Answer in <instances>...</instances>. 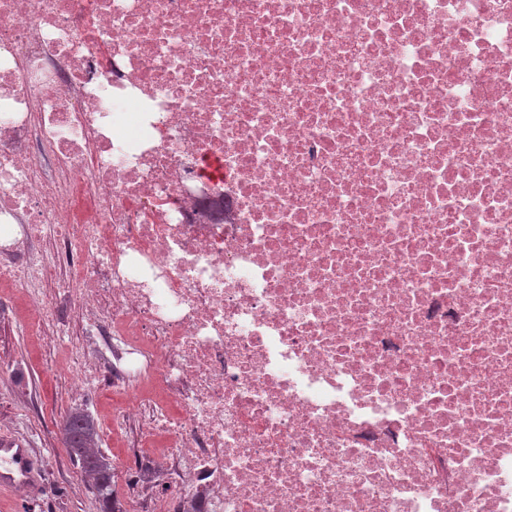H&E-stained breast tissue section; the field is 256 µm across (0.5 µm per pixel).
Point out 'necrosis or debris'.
Instances as JSON below:
<instances>
[{
	"mask_svg": "<svg viewBox=\"0 0 512 512\" xmlns=\"http://www.w3.org/2000/svg\"><path fill=\"white\" fill-rule=\"evenodd\" d=\"M0 283L200 512H512V0H0Z\"/></svg>",
	"mask_w": 512,
	"mask_h": 512,
	"instance_id": "obj_1",
	"label": "necrosis or debris"
}]
</instances>
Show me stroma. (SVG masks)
I'll return each instance as SVG.
<instances>
[{
	"label": "stroma",
	"instance_id": "35a3bbf8",
	"mask_svg": "<svg viewBox=\"0 0 512 512\" xmlns=\"http://www.w3.org/2000/svg\"><path fill=\"white\" fill-rule=\"evenodd\" d=\"M54 288L37 296L0 286V440L20 438L41 453L45 485L41 500L25 512H102L88 478L71 460L63 440L66 416L75 410L89 414L98 432V446L112 463V489L123 512L138 498L137 483L147 481L154 466L155 442L144 440L137 420L112 424V395L104 388L75 396L72 384L90 345L88 337L56 338V323L41 335L28 333V305L50 301Z\"/></svg>",
	"mask_w": 512,
	"mask_h": 512
}]
</instances>
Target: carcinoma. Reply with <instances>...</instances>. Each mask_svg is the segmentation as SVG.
Here are the masks:
<instances>
[{"label":"carcinoma","instance_id":"cac0c4a2","mask_svg":"<svg viewBox=\"0 0 512 512\" xmlns=\"http://www.w3.org/2000/svg\"><path fill=\"white\" fill-rule=\"evenodd\" d=\"M98 434L93 420L85 413L74 411L64 423V444L67 452L92 480V489L103 506V512H123L116 506L112 491V466L102 451L96 448Z\"/></svg>","mask_w":512,"mask_h":512}]
</instances>
